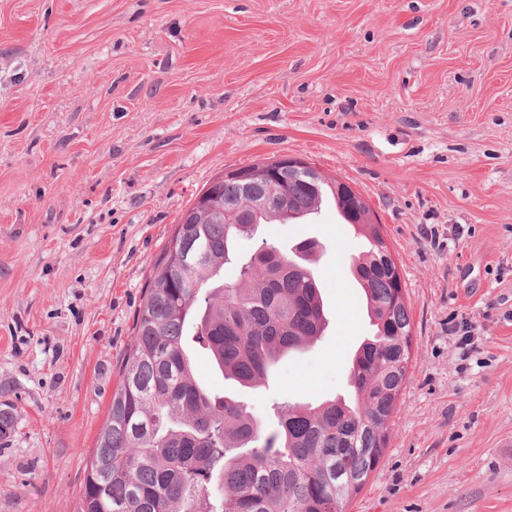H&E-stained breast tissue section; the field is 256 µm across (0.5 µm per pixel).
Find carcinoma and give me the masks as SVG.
<instances>
[{
	"mask_svg": "<svg viewBox=\"0 0 512 512\" xmlns=\"http://www.w3.org/2000/svg\"><path fill=\"white\" fill-rule=\"evenodd\" d=\"M224 210L190 206L155 265L137 313L121 383L86 464L79 512H347L384 462L399 397L409 381L412 327L397 263L371 209L340 181L297 179L275 202L258 180L249 195L214 186ZM329 195L369 249L352 259L374 327L352 357L353 399L278 404L271 420L195 377L192 346L224 378L264 382L312 346L326 318L316 260L257 237L262 224H299ZM248 240L242 253L237 245ZM198 256L188 273L174 251ZM233 280L218 283L224 268Z\"/></svg>",
	"mask_w": 512,
	"mask_h": 512,
	"instance_id": "carcinoma-1",
	"label": "carcinoma"
}]
</instances>
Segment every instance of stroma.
Returning a JSON list of instances; mask_svg holds the SVG:
<instances>
[{
  "mask_svg": "<svg viewBox=\"0 0 512 512\" xmlns=\"http://www.w3.org/2000/svg\"><path fill=\"white\" fill-rule=\"evenodd\" d=\"M284 156L362 196L406 285L410 381L348 512H512V0H0V512H77L183 209ZM263 235L322 247L328 327L279 394L348 396L365 241L328 205Z\"/></svg>",
  "mask_w": 512,
  "mask_h": 512,
  "instance_id": "35a3bbf8",
  "label": "stroma"
}]
</instances>
